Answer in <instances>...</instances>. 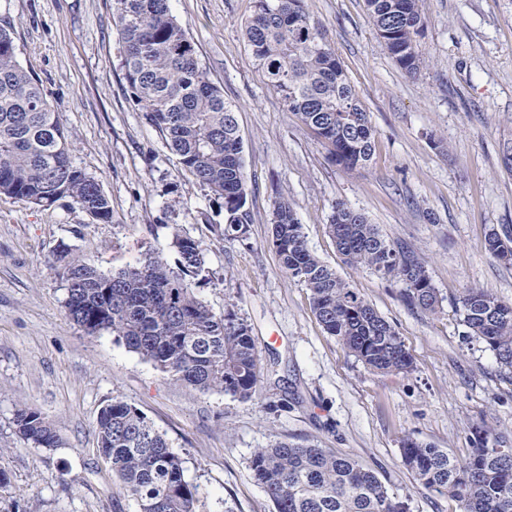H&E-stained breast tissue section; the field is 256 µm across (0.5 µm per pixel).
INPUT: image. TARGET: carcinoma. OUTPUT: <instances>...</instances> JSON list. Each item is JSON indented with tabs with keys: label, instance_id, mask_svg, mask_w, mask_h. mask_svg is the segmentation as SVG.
Instances as JSON below:
<instances>
[{
	"label": "carcinoma",
	"instance_id": "carcinoma-1",
	"mask_svg": "<svg viewBox=\"0 0 512 512\" xmlns=\"http://www.w3.org/2000/svg\"><path fill=\"white\" fill-rule=\"evenodd\" d=\"M125 79L148 123L159 131L180 167L224 202V239L246 237L242 138L235 109L208 78L195 44L172 15L169 0H115ZM425 0H365L379 38L409 75L425 65L419 39ZM252 57L288 111L329 147L346 169L367 166L375 130L355 96L346 70L305 0H255L245 24ZM72 146L59 110L17 58L12 32L0 26V195L49 206L69 198L94 220L112 222L100 184L73 165ZM337 251L351 268L404 284L412 307L436 313L440 299L427 260L387 240L368 218L343 202L327 224ZM270 243L282 269L310 292L324 331L367 368L407 373L413 359L395 328L353 285L313 255L292 204L275 202ZM174 263L147 251L133 264L100 272L83 254L61 243L52 266L66 282L65 308L87 335L108 333L183 386L249 400L261 377L251 328L230 311L216 314L200 300L190 278L205 263L198 241L173 228ZM485 250L512 255V234L491 233ZM467 336L485 345L512 371V305L487 288H467L457 302ZM17 432L35 448H53L59 435L39 412L16 410ZM99 453L111 464L137 512H195L197 487L165 435L138 409L109 400L96 419ZM459 462L445 451L407 437L403 464L420 484L458 502L460 512H512V454L506 440L481 425ZM249 467L275 512H408L379 478L333 448L276 442L254 449Z\"/></svg>",
	"mask_w": 512,
	"mask_h": 512
}]
</instances>
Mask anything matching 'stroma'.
Masks as SVG:
<instances>
[{"mask_svg":"<svg viewBox=\"0 0 512 512\" xmlns=\"http://www.w3.org/2000/svg\"><path fill=\"white\" fill-rule=\"evenodd\" d=\"M376 131L367 167L336 165L328 146L288 112L244 38L254 0H170L211 82L237 109L243 143L247 239L223 236L224 209L182 170L134 99L122 67L114 0H0L17 57L60 109L72 162L97 180L112 221L69 200L49 207L0 196V512H136L97 449L96 418L119 397L163 432L198 489L196 512H272L249 468L278 440L350 454L409 512H459L423 488L401 457L413 437L466 460L471 428L512 439V372L467 340L455 301L466 288L512 303V264L484 249L512 227V0H426L409 76L377 36L364 0H306ZM288 199L310 250L398 332L407 373L368 370L327 335L309 292L282 270L269 244L275 201ZM365 214L388 239L425 257L441 299L427 314L403 284L344 264L326 230L336 202ZM199 241L192 283L217 314L234 310L252 334L264 375L251 400L189 390L111 335H86L65 312L52 267L59 244L109 272L153 250L175 259L171 227ZM56 427L35 448L13 423L19 406Z\"/></svg>","mask_w":512,"mask_h":512,"instance_id":"stroma-1","label":"stroma"}]
</instances>
